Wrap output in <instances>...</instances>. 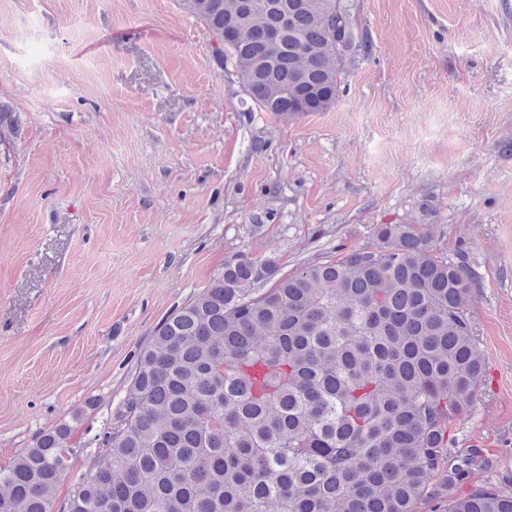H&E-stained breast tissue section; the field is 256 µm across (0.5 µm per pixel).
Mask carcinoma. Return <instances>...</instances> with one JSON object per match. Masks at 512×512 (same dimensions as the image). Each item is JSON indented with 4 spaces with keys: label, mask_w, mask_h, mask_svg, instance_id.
<instances>
[{
    "label": "carcinoma",
    "mask_w": 512,
    "mask_h": 512,
    "mask_svg": "<svg viewBox=\"0 0 512 512\" xmlns=\"http://www.w3.org/2000/svg\"><path fill=\"white\" fill-rule=\"evenodd\" d=\"M255 2L183 0L258 108L329 109L357 47L350 0ZM376 236L282 276L271 259L227 257L137 354L63 512H418L435 476L441 512H512V492L453 493L478 449L451 456V429L486 373L473 272L435 253L427 228ZM83 447L77 425L42 433L0 469V512H52Z\"/></svg>",
    "instance_id": "obj_1"
}]
</instances>
